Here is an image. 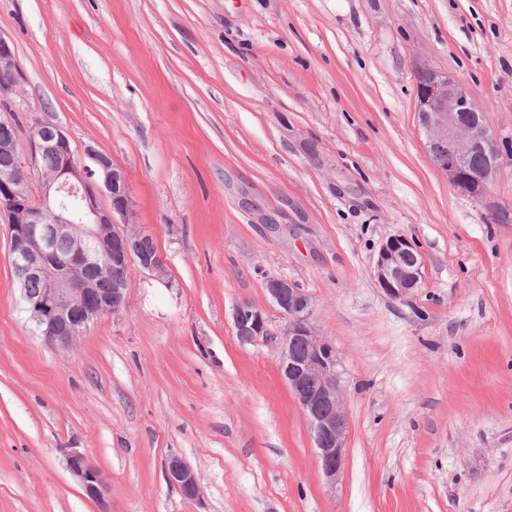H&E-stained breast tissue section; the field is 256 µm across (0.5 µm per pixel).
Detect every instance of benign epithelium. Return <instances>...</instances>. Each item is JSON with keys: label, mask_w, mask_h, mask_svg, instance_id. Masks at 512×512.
<instances>
[{"label": "benign epithelium", "mask_w": 512, "mask_h": 512, "mask_svg": "<svg viewBox=\"0 0 512 512\" xmlns=\"http://www.w3.org/2000/svg\"><path fill=\"white\" fill-rule=\"evenodd\" d=\"M416 87L419 126L427 148L440 145L448 151V164L438 166L458 192L477 199L487 196L488 182L498 166L500 149L467 87L452 76L431 67L418 69ZM18 85L10 39L0 35V97L8 98ZM479 151L487 165L475 170L469 157ZM82 160L64 129L53 122L33 125L21 151L17 137L0 140V212L11 225V266L27 303L31 320L44 341L67 347L94 320L116 314L125 304L129 265L136 260L159 280L168 278L158 253L142 249L148 234L119 230L117 218L131 208L124 170L112 158L92 147ZM55 157L51 173L42 177V195L31 191V176L40 170L41 158ZM109 203L101 202L100 197ZM69 239L66 252L57 251L60 238ZM401 235L381 244L374 266L379 288L396 300L407 298L419 287L425 266L422 253ZM105 271L112 288H98L91 269ZM38 280L43 288L33 293ZM265 288L284 324L278 340V367L296 403L305 414L323 475L336 483L344 465L348 419L343 407L340 360L333 345L318 332L314 302L295 283L265 277ZM237 336L251 342L268 335L265 311L243 301L234 312ZM67 467L85 496L103 503L107 483L103 473L84 455L71 454ZM165 474L186 499L199 493L198 479L180 456L165 461Z\"/></svg>", "instance_id": "7a95c632"}]
</instances>
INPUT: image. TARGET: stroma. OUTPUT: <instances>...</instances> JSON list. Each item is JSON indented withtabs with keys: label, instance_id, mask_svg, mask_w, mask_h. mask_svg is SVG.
I'll return each mask as SVG.
<instances>
[{
	"label": "stroma",
	"instance_id": "1",
	"mask_svg": "<svg viewBox=\"0 0 512 512\" xmlns=\"http://www.w3.org/2000/svg\"><path fill=\"white\" fill-rule=\"evenodd\" d=\"M10 117L110 155L167 282L69 347L38 335L0 216V512H512V0H0ZM462 81L500 143L488 201L419 128L416 73ZM412 240L407 299L373 277ZM295 282L344 369L328 485L277 370L264 281ZM262 308L270 338L241 342ZM107 479L106 506L70 453ZM195 471L188 500L169 455ZM18 85L14 52L11 41L0 34V97L7 99ZM416 250L417 255L413 253ZM413 255L410 264L405 262ZM425 259L414 243L401 235L388 237L381 244L374 266V278L379 288L390 298L404 300L419 287ZM237 336L243 342H251L268 336V319L265 311L248 301L237 305L234 312ZM67 467L87 498L99 503L105 502L108 488L100 469L79 453H73L68 457ZM165 474L170 484L176 486L186 499H195L199 493L198 479L190 465L178 455L165 461Z\"/></svg>",
	"mask_w": 512,
	"mask_h": 512
}]
</instances>
